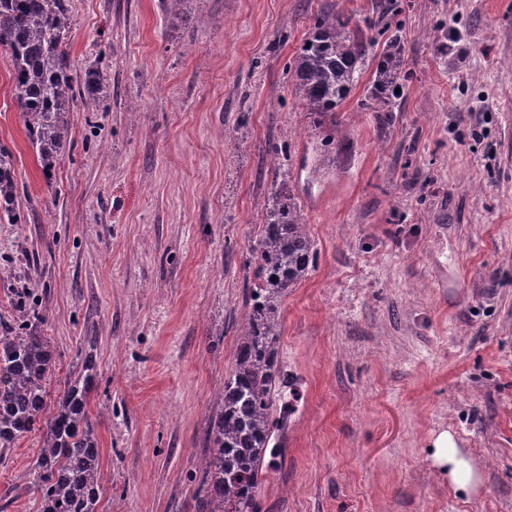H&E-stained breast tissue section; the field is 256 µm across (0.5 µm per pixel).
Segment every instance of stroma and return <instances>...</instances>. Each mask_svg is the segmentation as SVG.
<instances>
[{"instance_id": "stroma-1", "label": "stroma", "mask_w": 512, "mask_h": 512, "mask_svg": "<svg viewBox=\"0 0 512 512\" xmlns=\"http://www.w3.org/2000/svg\"><path fill=\"white\" fill-rule=\"evenodd\" d=\"M403 94L376 62L315 127L293 60L328 4L388 2ZM74 73L111 95L70 107L51 170L0 58V145L22 224H0V324L26 302L56 354L51 393L94 366L102 512H193L204 431L231 369L278 151L317 251L281 306L289 384L261 512H512V0H72ZM334 145H326L328 137ZM451 432L477 493L437 473ZM40 432L0 460V512H42ZM404 56L397 38H392L380 53L375 69V78L369 92V99L380 112H391L394 100L402 91ZM400 88L398 94L395 89ZM81 86V99L88 109H96L107 96L108 86L99 71L87 68L79 75Z\"/></svg>"}]
</instances>
